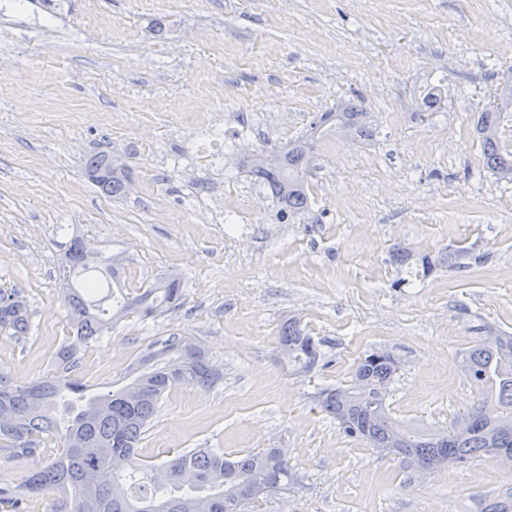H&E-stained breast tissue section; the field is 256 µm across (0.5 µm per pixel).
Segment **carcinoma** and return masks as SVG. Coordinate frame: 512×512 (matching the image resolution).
I'll return each mask as SVG.
<instances>
[{
  "instance_id": "carcinoma-1",
  "label": "carcinoma",
  "mask_w": 512,
  "mask_h": 512,
  "mask_svg": "<svg viewBox=\"0 0 512 512\" xmlns=\"http://www.w3.org/2000/svg\"><path fill=\"white\" fill-rule=\"evenodd\" d=\"M442 85L423 90V104L441 108ZM512 117V84L497 93L494 105L477 112L476 133L483 168L512 181V136L504 120ZM367 112L354 95L336 111L323 112L311 135L246 159L250 172L265 183L282 204V213L295 215L309 208L305 177L315 136L328 128L366 134ZM128 174L112 172V181L98 182L109 196L127 192ZM75 240L64 245V299L70 308L74 336L57 353L59 367L32 383H17L0 370V413L10 414L14 426L0 423V451L8 462H34L20 485L0 480V512H27V501L50 490L59 494L53 512H225L227 500L251 502L248 492L263 486L285 488L295 482L288 450L263 448L226 457L209 448L173 453L153 464L142 462L138 450L158 405L174 382L207 388L220 377L205 350L182 336L151 345L141 368L129 383L104 395L86 396L75 370L81 347L112 329L113 323L137 313L156 317L181 306V281L169 277L142 292L118 299L111 280L117 267L99 253H73ZM400 266L417 265L429 274L430 256L414 257L396 249ZM30 330V312L20 293L0 290V333L20 338ZM288 366L307 373L318 363L320 344L290 320L281 332ZM399 368L392 356L367 354L358 362L347 385L326 388L318 403L349 437L382 452L401 456L408 481L427 470L436 471L492 456L497 448L512 450V336H486L463 357L462 368L477 391L464 416L465 432L430 431L405 426L391 415L386 394ZM57 445L54 457L37 462L44 440Z\"/></svg>"
}]
</instances>
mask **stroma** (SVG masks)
<instances>
[{"instance_id":"1","label":"stroma","mask_w":512,"mask_h":512,"mask_svg":"<svg viewBox=\"0 0 512 512\" xmlns=\"http://www.w3.org/2000/svg\"><path fill=\"white\" fill-rule=\"evenodd\" d=\"M445 77L442 108L418 91ZM512 82V0H0V289L32 330L0 335L20 383L55 372L71 334L63 242L118 256L129 292L172 273L179 310L118 322L82 348L90 393L124 385L154 341L208 353L213 387L170 388L140 442L162 461L288 449V490L244 512H483L512 498V467L486 457L408 484L397 456L347 437L320 392L390 352L393 418L448 429L476 398L460 362L488 329L512 334V182L483 168L473 115ZM361 95L370 134L313 149L307 211L284 220L239 161L287 147L320 113ZM224 160L198 168L210 119ZM124 159L130 192L104 195L84 163ZM235 211L246 237L201 218ZM435 261L402 286L394 247ZM321 343L306 374L279 362L287 320Z\"/></svg>"}]
</instances>
